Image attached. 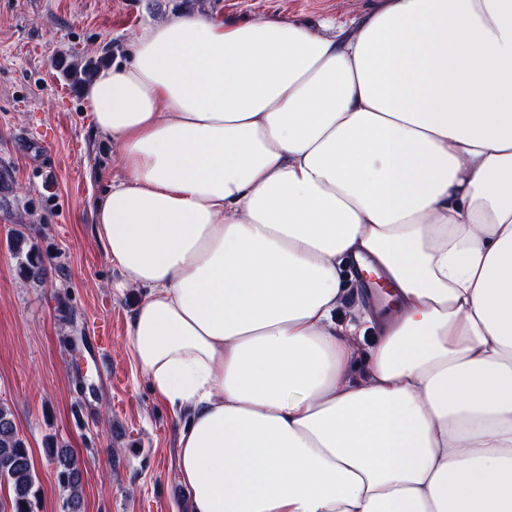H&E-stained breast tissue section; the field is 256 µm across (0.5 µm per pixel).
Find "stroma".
<instances>
[{
    "label": "stroma",
    "instance_id": "35a3bbf8",
    "mask_svg": "<svg viewBox=\"0 0 512 512\" xmlns=\"http://www.w3.org/2000/svg\"><path fill=\"white\" fill-rule=\"evenodd\" d=\"M376 0H0V404L34 467L37 512H68L55 450L81 475L82 512H182L178 423L136 365L127 324L139 294L97 241L90 209L119 177L62 62L105 68L152 21L207 13L231 22L355 26ZM45 254L23 279L17 227ZM108 327L104 346L93 336Z\"/></svg>",
    "mask_w": 512,
    "mask_h": 512
}]
</instances>
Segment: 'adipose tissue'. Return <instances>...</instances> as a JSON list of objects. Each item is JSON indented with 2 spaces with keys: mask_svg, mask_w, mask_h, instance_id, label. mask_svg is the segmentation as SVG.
Listing matches in <instances>:
<instances>
[{
  "mask_svg": "<svg viewBox=\"0 0 512 512\" xmlns=\"http://www.w3.org/2000/svg\"><path fill=\"white\" fill-rule=\"evenodd\" d=\"M83 96L187 512H512V0L167 17Z\"/></svg>",
  "mask_w": 512,
  "mask_h": 512,
  "instance_id": "adipose-tissue-1",
  "label": "adipose tissue"
}]
</instances>
